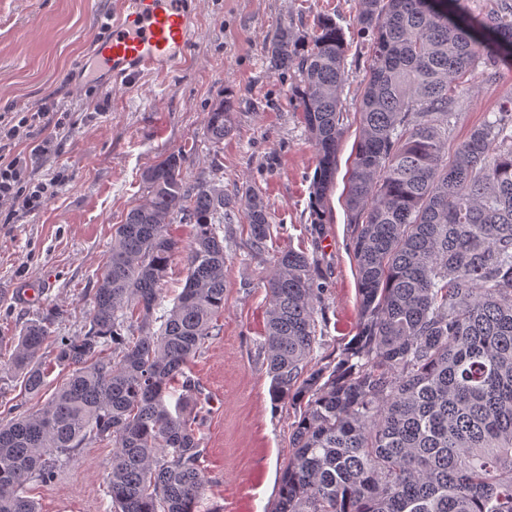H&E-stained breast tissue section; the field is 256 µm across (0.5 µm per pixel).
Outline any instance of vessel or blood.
Wrapping results in <instances>:
<instances>
[{"label":"vessel or blood","instance_id":"1","mask_svg":"<svg viewBox=\"0 0 512 512\" xmlns=\"http://www.w3.org/2000/svg\"><path fill=\"white\" fill-rule=\"evenodd\" d=\"M195 17V0H121L111 38L97 48L112 84L177 68L188 57Z\"/></svg>","mask_w":512,"mask_h":512}]
</instances>
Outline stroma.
<instances>
[{
  "mask_svg": "<svg viewBox=\"0 0 512 512\" xmlns=\"http://www.w3.org/2000/svg\"><path fill=\"white\" fill-rule=\"evenodd\" d=\"M117 9V0H0V113L55 103L70 114L58 154L32 162L36 178L62 170L68 181L39 210L0 224V334L19 335L36 311L56 305L53 336L82 335L113 227L142 195L143 171L185 147L196 178L219 157L226 192L250 187L267 201L272 238L256 256L244 246L245 222L224 227V313L188 370L203 406L200 512H274L298 418L290 402L274 401L264 352L265 280L275 258L306 253L325 288L311 367L334 361L358 322L346 189L370 44L357 23L359 0H199L184 66L106 86L96 46ZM323 15L345 33L350 76L340 95L335 182L319 215L311 194L316 150L290 96L297 75L276 69L267 50L284 30L309 40ZM221 99L232 104L234 126L216 149L203 129ZM463 99L459 140L512 100V71L490 80L477 67ZM111 460V444L78 449L51 486L30 483L29 495L40 512H110Z\"/></svg>",
  "mask_w": 512,
  "mask_h": 512,
  "instance_id": "35a3bbf8",
  "label": "stroma"
}]
</instances>
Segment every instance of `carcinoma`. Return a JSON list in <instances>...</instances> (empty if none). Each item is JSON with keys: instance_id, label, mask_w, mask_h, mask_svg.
<instances>
[{"instance_id": "1", "label": "carcinoma", "mask_w": 512, "mask_h": 512, "mask_svg": "<svg viewBox=\"0 0 512 512\" xmlns=\"http://www.w3.org/2000/svg\"><path fill=\"white\" fill-rule=\"evenodd\" d=\"M357 22L373 35L346 195L359 324L335 363L307 369L324 288L305 253L277 259L264 346L272 395L299 417L276 512H512V106L448 153L467 75L481 63L490 78L499 64L512 68V0L477 12L470 0H360ZM268 53L298 73L321 204L343 134L344 33L322 16L308 42L284 31ZM232 124L229 106L215 105L205 138L220 147ZM187 160L179 149L143 171L88 329L55 339L66 378L48 399L40 351L61 308L0 336L36 401L0 422V512H38L28 482L50 486L76 449L103 442L112 512H199L205 479L185 367L224 312L219 232L243 216L245 247L260 254L271 224L259 193L224 191L218 157L211 179L192 182ZM175 216L195 225L186 246L168 233ZM178 254L186 282L159 315Z\"/></svg>"}]
</instances>
